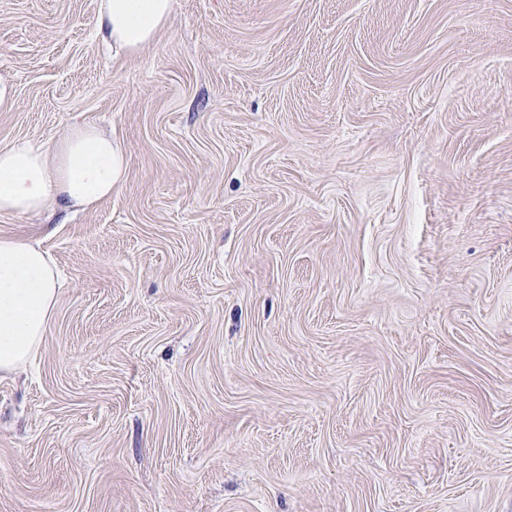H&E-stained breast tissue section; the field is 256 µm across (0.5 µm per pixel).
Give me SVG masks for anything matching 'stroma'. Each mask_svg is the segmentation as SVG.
Here are the masks:
<instances>
[{
    "label": "stroma",
    "mask_w": 512,
    "mask_h": 512,
    "mask_svg": "<svg viewBox=\"0 0 512 512\" xmlns=\"http://www.w3.org/2000/svg\"><path fill=\"white\" fill-rule=\"evenodd\" d=\"M0 0V148L95 124L0 374V512H512V0ZM99 32L125 54H135L154 41L167 23L173 0H98Z\"/></svg>",
    "instance_id": "stroma-1"
}]
</instances>
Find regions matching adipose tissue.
<instances>
[{
  "mask_svg": "<svg viewBox=\"0 0 512 512\" xmlns=\"http://www.w3.org/2000/svg\"><path fill=\"white\" fill-rule=\"evenodd\" d=\"M173 0H98L99 32L135 54L167 23ZM127 161L101 128L78 125L46 143L26 139L0 148V214L53 216L88 210L124 181ZM54 258L34 241L0 238V372L31 360L55 309Z\"/></svg>",
  "mask_w": 512,
  "mask_h": 512,
  "instance_id": "ef3b65f1",
  "label": "adipose tissue"
}]
</instances>
